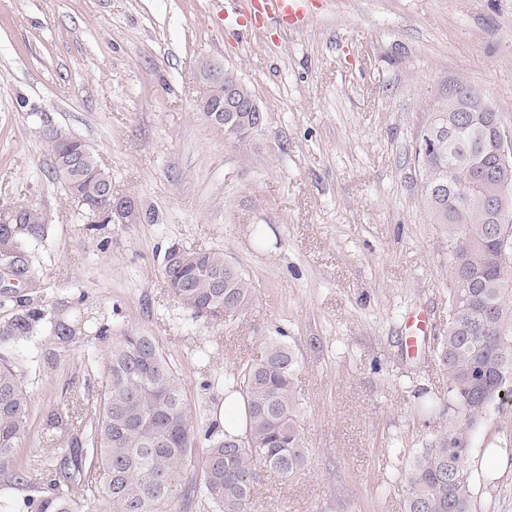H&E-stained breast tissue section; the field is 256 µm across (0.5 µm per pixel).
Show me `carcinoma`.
<instances>
[{"instance_id": "1", "label": "carcinoma", "mask_w": 512, "mask_h": 512, "mask_svg": "<svg viewBox=\"0 0 512 512\" xmlns=\"http://www.w3.org/2000/svg\"><path fill=\"white\" fill-rule=\"evenodd\" d=\"M235 85L253 97L237 74L224 70L212 99ZM454 112L442 103L420 135L415 162L424 202L448 237L451 287L448 327L438 356L448 378V424L427 442L404 473V512H473L471 439L490 408L512 393V278L501 275L500 240L484 211L486 180L498 171L490 131L465 127L443 133ZM52 173L66 195L86 212L107 209L112 175L81 139L53 127L45 141ZM18 223H0V257L35 275L21 236H45L43 213L16 206ZM171 295L195 318L231 321L252 300L249 279L224 254L177 245L165 255ZM19 310L0 325V342L32 333L48 321L44 307L16 298ZM300 367L282 336H269L260 356L224 380L246 407L244 429L205 435L200 478L190 473L200 442L178 373L153 337L126 331L107 338L106 363L91 421L67 438L70 407L48 411L46 425L63 438L43 468L47 481L32 483L16 462L30 436V396L14 366L0 362V477L30 491L27 512H177L195 497L217 512H251L265 471L291 477L308 466L295 380Z\"/></svg>"}]
</instances>
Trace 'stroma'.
Masks as SVG:
<instances>
[{"instance_id": "35a3bbf8", "label": "stroma", "mask_w": 512, "mask_h": 512, "mask_svg": "<svg viewBox=\"0 0 512 512\" xmlns=\"http://www.w3.org/2000/svg\"><path fill=\"white\" fill-rule=\"evenodd\" d=\"M204 59L233 70L265 114L246 144L199 110ZM461 82L512 127V0H315L303 28L264 23L243 40L210 0H0V207L35 203L47 228L27 249L37 278L0 281V323L29 295L76 329L62 341L44 323L0 343L31 398L19 466L52 447L48 409L95 401L99 329L154 337L202 433L225 374L282 330L300 361L310 463L264 472L252 512H404L403 474L448 420L433 338L405 349V312L447 327L451 286L414 153ZM46 123L90 146L137 223L86 230L51 177ZM174 244L223 253L251 305L221 325L192 317L163 275ZM506 435L512 398L472 437L477 512H512V460L493 454Z\"/></svg>"}]
</instances>
